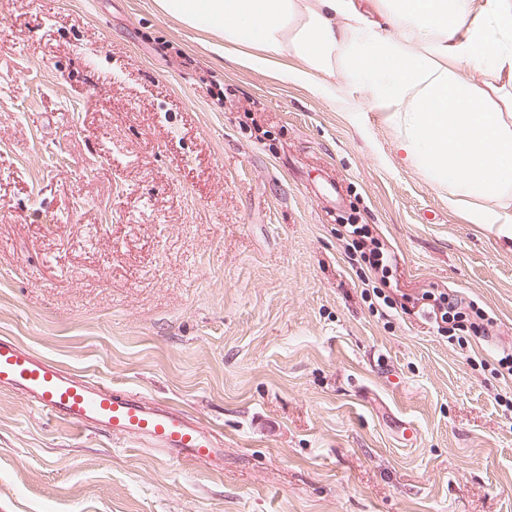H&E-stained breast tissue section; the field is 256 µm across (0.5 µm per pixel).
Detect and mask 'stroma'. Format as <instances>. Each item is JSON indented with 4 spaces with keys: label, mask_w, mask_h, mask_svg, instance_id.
<instances>
[{
    "label": "stroma",
    "mask_w": 512,
    "mask_h": 512,
    "mask_svg": "<svg viewBox=\"0 0 512 512\" xmlns=\"http://www.w3.org/2000/svg\"><path fill=\"white\" fill-rule=\"evenodd\" d=\"M210 40L156 0H0V336L224 439L173 463L0 393V512H512V247L364 79ZM426 290L476 321L415 315ZM349 226L352 227V231H349L352 237V247L360 251L361 257L368 262L372 269L381 270L382 274L386 273L388 265L396 261L395 257L379 247L375 239L369 236L366 225L350 224ZM368 240L370 244H368Z\"/></svg>",
    "instance_id": "35a3bbf8"
}]
</instances>
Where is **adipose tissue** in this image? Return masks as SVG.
Here are the masks:
<instances>
[{
  "label": "adipose tissue",
  "mask_w": 512,
  "mask_h": 512,
  "mask_svg": "<svg viewBox=\"0 0 512 512\" xmlns=\"http://www.w3.org/2000/svg\"><path fill=\"white\" fill-rule=\"evenodd\" d=\"M394 34L355 0H157L184 26L215 33L212 52L240 67L275 70L322 89L336 67L369 82L398 130V147L471 223L512 245V93L463 81L461 61L491 63L512 79V0H379ZM492 196L497 206L476 200Z\"/></svg>",
  "instance_id": "adipose-tissue-1"
}]
</instances>
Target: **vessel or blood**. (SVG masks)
<instances>
[{
	"instance_id": "1",
	"label": "vessel or blood",
	"mask_w": 512,
	"mask_h": 512,
	"mask_svg": "<svg viewBox=\"0 0 512 512\" xmlns=\"http://www.w3.org/2000/svg\"><path fill=\"white\" fill-rule=\"evenodd\" d=\"M0 392L21 393L64 423L143 440L173 460L210 463L223 452L219 433L185 411L152 406L132 391H112L5 336H0Z\"/></svg>"
}]
</instances>
